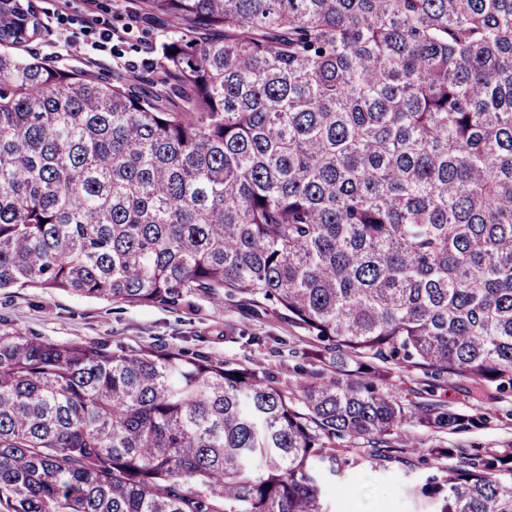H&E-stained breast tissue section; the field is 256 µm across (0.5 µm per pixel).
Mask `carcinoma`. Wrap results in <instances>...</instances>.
I'll return each mask as SVG.
<instances>
[{"instance_id": "cac0c4a2", "label": "carcinoma", "mask_w": 512, "mask_h": 512, "mask_svg": "<svg viewBox=\"0 0 512 512\" xmlns=\"http://www.w3.org/2000/svg\"><path fill=\"white\" fill-rule=\"evenodd\" d=\"M0 2V289L271 306L329 367L1 332L0 512H328L336 440L480 421L392 369L512 393V0H127L170 32L110 77ZM431 454L512 512V452Z\"/></svg>"}]
</instances>
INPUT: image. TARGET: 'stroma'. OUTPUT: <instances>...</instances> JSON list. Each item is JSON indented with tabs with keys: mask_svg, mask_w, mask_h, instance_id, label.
I'll return each mask as SVG.
<instances>
[{
	"mask_svg": "<svg viewBox=\"0 0 512 512\" xmlns=\"http://www.w3.org/2000/svg\"><path fill=\"white\" fill-rule=\"evenodd\" d=\"M39 32L17 52L44 62L111 72L125 62H141L162 39L154 24L125 11V0H32ZM20 330L55 342L107 339L127 348H189L236 365L269 369L281 385L291 386L321 373L308 351L316 340L280 321L273 312L246 308L196 295L192 307H149L87 299L42 288L0 290V331ZM434 399L481 416L479 426L453 434L405 426L399 457L368 462L357 441H337L338 459L355 460L335 487V512H431L430 499L414 487L438 471L434 448L468 452L512 450V397L488 399L468 381H435Z\"/></svg>",
	"mask_w": 512,
	"mask_h": 512,
	"instance_id": "35a3bbf8",
	"label": "stroma"
}]
</instances>
